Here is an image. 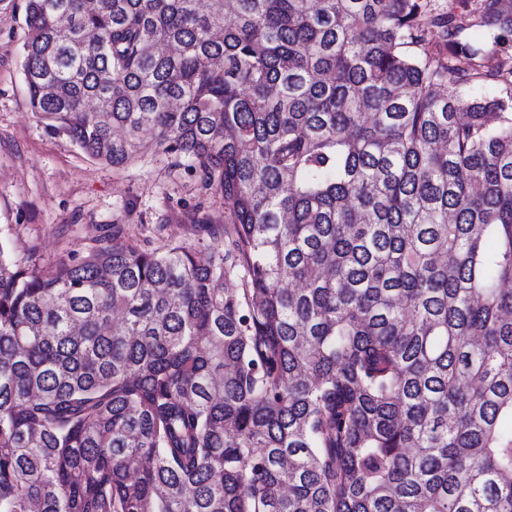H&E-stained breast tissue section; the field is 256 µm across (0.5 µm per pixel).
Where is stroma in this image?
<instances>
[{"label":"stroma","instance_id":"35a3bbf8","mask_svg":"<svg viewBox=\"0 0 512 512\" xmlns=\"http://www.w3.org/2000/svg\"><path fill=\"white\" fill-rule=\"evenodd\" d=\"M22 12L0 10V249L19 258L35 249L42 266L86 255L111 225L158 248L182 244L207 257L211 241L188 224L195 179L145 160L116 170L51 133L29 105L20 47Z\"/></svg>","mask_w":512,"mask_h":512}]
</instances>
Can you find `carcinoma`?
Wrapping results in <instances>:
<instances>
[{"mask_svg": "<svg viewBox=\"0 0 512 512\" xmlns=\"http://www.w3.org/2000/svg\"><path fill=\"white\" fill-rule=\"evenodd\" d=\"M431 2L24 0L46 127L224 210L0 248V512H512V0Z\"/></svg>", "mask_w": 512, "mask_h": 512, "instance_id": "carcinoma-1", "label": "carcinoma"}]
</instances>
